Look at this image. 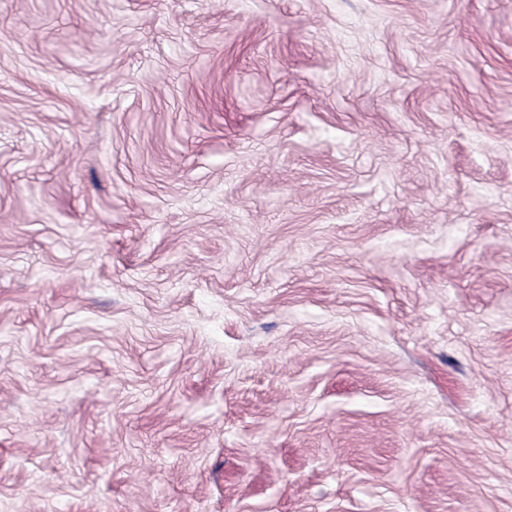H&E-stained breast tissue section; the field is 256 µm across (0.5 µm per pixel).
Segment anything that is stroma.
Wrapping results in <instances>:
<instances>
[{
    "label": "stroma",
    "mask_w": 512,
    "mask_h": 512,
    "mask_svg": "<svg viewBox=\"0 0 512 512\" xmlns=\"http://www.w3.org/2000/svg\"><path fill=\"white\" fill-rule=\"evenodd\" d=\"M0 512H512V0H0Z\"/></svg>",
    "instance_id": "35a3bbf8"
}]
</instances>
